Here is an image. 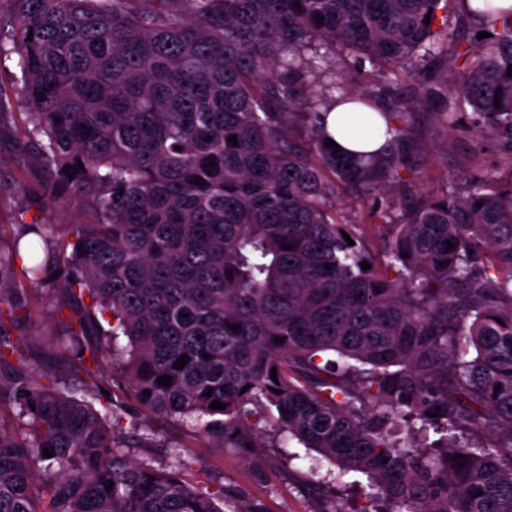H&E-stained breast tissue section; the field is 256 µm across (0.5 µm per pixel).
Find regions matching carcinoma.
<instances>
[{
  "instance_id": "carcinoma-1",
  "label": "carcinoma",
  "mask_w": 512,
  "mask_h": 512,
  "mask_svg": "<svg viewBox=\"0 0 512 512\" xmlns=\"http://www.w3.org/2000/svg\"><path fill=\"white\" fill-rule=\"evenodd\" d=\"M445 2L0 0L24 108L0 128L45 200L90 216L0 234V396L22 422L0 426V512L46 496L48 512H224L183 479L182 449L167 468L128 459L123 417L88 400L108 365L216 448L260 447L274 408L280 445L369 478L357 512H512V167L421 192L426 148L394 94L410 79L421 106L444 99L445 131L470 107L472 132L512 156V9L450 26ZM338 50L368 79L315 64ZM353 95L387 123L367 160L326 145L328 107ZM345 196L371 200L386 267L340 219ZM31 288L72 311L63 372L10 340Z\"/></svg>"
}]
</instances>
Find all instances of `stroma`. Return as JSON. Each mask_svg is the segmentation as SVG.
Returning <instances> with one entry per match:
<instances>
[{"label":"stroma","instance_id":"35a3bbf8","mask_svg":"<svg viewBox=\"0 0 512 512\" xmlns=\"http://www.w3.org/2000/svg\"><path fill=\"white\" fill-rule=\"evenodd\" d=\"M418 127L424 134L430 161L417 185L422 190L443 194L453 178L463 172L483 168H512V157L499 154L471 133L468 125L447 134L436 128L428 115H420ZM37 172L27 165L25 150L16 133L0 130V228L12 233L17 219L27 222L71 224L82 220L83 212L68 200L50 205L29 192L36 185ZM32 297L33 321L13 330L12 339L36 342L33 367L38 371L61 368L67 354L57 343L61 323L54 310V299L35 291ZM261 432L267 441L259 449L261 465L246 463L242 452L233 448H215L199 435L194 424L164 427L165 441L183 446L192 461L185 472L186 480L203 491L225 490L231 501L244 500L261 504L264 512H317L319 501L314 488L328 484L336 489V499L345 512H354L367 487L366 478L357 473L338 476L337 468L313 450L303 448L297 440L285 447L276 444V416L267 414Z\"/></svg>","mask_w":512,"mask_h":512}]
</instances>
